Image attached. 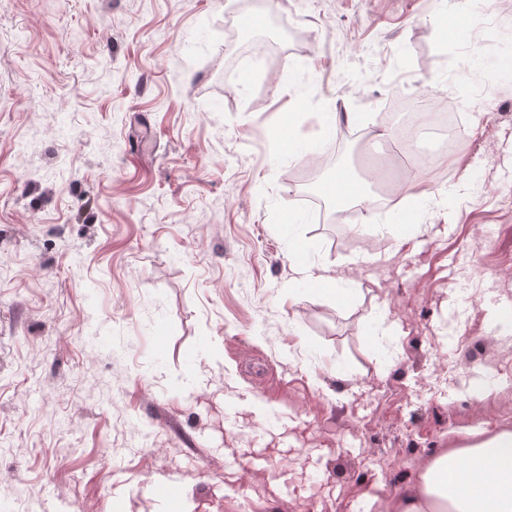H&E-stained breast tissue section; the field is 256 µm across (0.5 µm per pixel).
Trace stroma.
Instances as JSON below:
<instances>
[{
	"label": "stroma",
	"instance_id": "stroma-1",
	"mask_svg": "<svg viewBox=\"0 0 512 512\" xmlns=\"http://www.w3.org/2000/svg\"><path fill=\"white\" fill-rule=\"evenodd\" d=\"M259 12L265 23H237ZM512 0H0V503L161 512L142 480L185 458L191 500L245 482L210 448L274 411L327 477L246 512H382L434 449L512 428ZM463 115L452 153L406 168L398 101ZM368 138L323 152L319 118ZM350 169L349 224L298 218L305 174ZM427 232L399 244L408 185ZM453 198L451 214L429 193ZM314 266L349 267L342 297ZM471 282H448L449 258ZM298 266L301 268V272L305 273V278L309 280L310 282L317 284L321 287L328 286L329 288H321L322 292L325 293L326 291L330 293L336 292V283L339 280H343L347 278V272L343 271H337L336 274L331 273L329 269H323L319 274L314 275L310 272V269L306 267L303 263L300 261H297ZM108 492L112 498L113 511L127 512L130 504L129 479L121 469H115L112 473V484Z\"/></svg>",
	"mask_w": 512,
	"mask_h": 512
}]
</instances>
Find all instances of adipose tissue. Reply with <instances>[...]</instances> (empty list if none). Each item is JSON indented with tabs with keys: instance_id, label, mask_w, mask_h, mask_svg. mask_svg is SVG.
<instances>
[{
	"instance_id": "obj_1",
	"label": "adipose tissue",
	"mask_w": 512,
	"mask_h": 512,
	"mask_svg": "<svg viewBox=\"0 0 512 512\" xmlns=\"http://www.w3.org/2000/svg\"><path fill=\"white\" fill-rule=\"evenodd\" d=\"M385 512H512V430H482L437 449Z\"/></svg>"
}]
</instances>
